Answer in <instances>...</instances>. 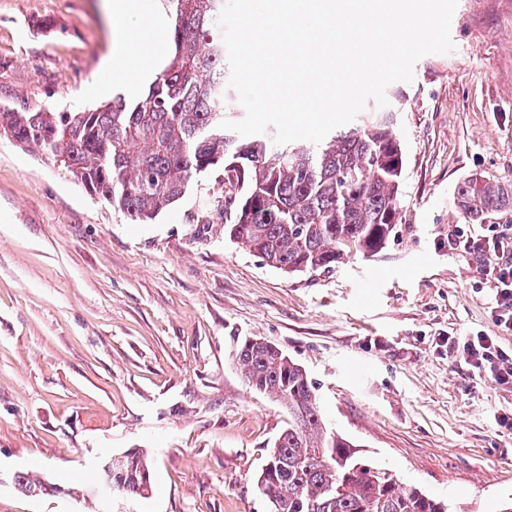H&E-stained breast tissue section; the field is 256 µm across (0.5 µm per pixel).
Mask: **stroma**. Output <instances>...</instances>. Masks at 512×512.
I'll return each mask as SVG.
<instances>
[{"label":"stroma","mask_w":512,"mask_h":512,"mask_svg":"<svg viewBox=\"0 0 512 512\" xmlns=\"http://www.w3.org/2000/svg\"><path fill=\"white\" fill-rule=\"evenodd\" d=\"M455 48L385 97L404 148L386 247L330 273L285 274L201 221L216 175L132 223L40 153L0 135V512H268L255 477L288 418L253 390L240 342L300 364L330 429L451 512L512 501V384L462 356L495 336L490 283L449 238L470 174L512 184V0H458ZM104 0H0V108L90 110L107 78ZM147 451L149 498L91 492L100 460ZM58 486L21 492L17 471Z\"/></svg>","instance_id":"35a3bbf8"}]
</instances>
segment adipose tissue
Masks as SVG:
<instances>
[{"label": "adipose tissue", "mask_w": 512, "mask_h": 512, "mask_svg": "<svg viewBox=\"0 0 512 512\" xmlns=\"http://www.w3.org/2000/svg\"><path fill=\"white\" fill-rule=\"evenodd\" d=\"M108 10L110 16L122 17L136 31L135 36L124 39L118 51L120 66L139 74H155L165 58V16L148 12L145 0H110Z\"/></svg>", "instance_id": "1"}]
</instances>
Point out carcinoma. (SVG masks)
Here are the masks:
<instances>
[{
  "label": "carcinoma",
  "mask_w": 512,
  "mask_h": 512,
  "mask_svg": "<svg viewBox=\"0 0 512 512\" xmlns=\"http://www.w3.org/2000/svg\"><path fill=\"white\" fill-rule=\"evenodd\" d=\"M174 15L166 67L138 97L78 112L0 109V131L35 147L54 167L123 210L155 219L190 185L222 171L210 214L235 242L285 273L331 272L353 254L380 252L401 221L404 150L391 109L306 148L247 140L219 128L234 119L217 18L224 0H163ZM454 203L473 221L512 215V186L469 176ZM248 385L288 404V422L269 450L257 489L275 512H449V505L357 455L327 428L306 371L261 338L238 349ZM26 493L43 482L15 474ZM113 491L152 493L151 462L136 450L112 474ZM335 494L329 496L326 489Z\"/></svg>",
  "instance_id": "carcinoma-1"
}]
</instances>
